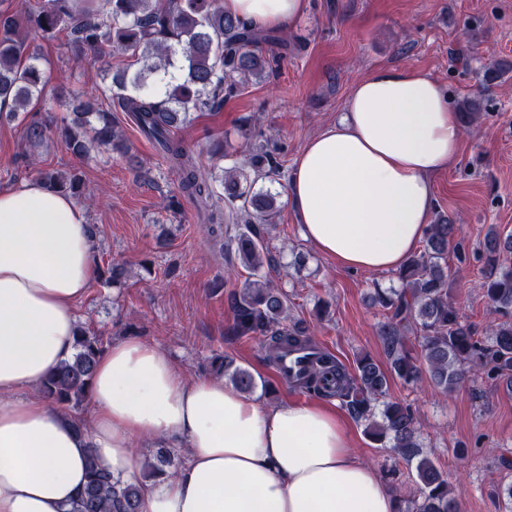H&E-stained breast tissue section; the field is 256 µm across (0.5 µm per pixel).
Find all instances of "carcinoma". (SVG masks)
Listing matches in <instances>:
<instances>
[{"mask_svg":"<svg viewBox=\"0 0 512 512\" xmlns=\"http://www.w3.org/2000/svg\"><path fill=\"white\" fill-rule=\"evenodd\" d=\"M62 31L68 45L87 56L98 59L118 52L137 65L132 72L125 68L113 73L106 90L86 92L81 107L56 128L66 151L80 158L102 145L128 153L112 111L98 108L99 96L108 94L157 146L178 178L179 196L198 201L208 213V232L225 253H235L251 270V278L228 296L233 319L226 335L258 340L264 360L276 368L285 354L303 353L305 368L290 376L294 387L339 400L375 440H386L397 454L417 459V495L404 512H462L461 492L448 486L430 458L419 456L413 410L386 400L387 374L409 385L425 368L445 393L471 376L512 382V235L491 228L481 242L479 288L492 315L486 339L481 340L475 328L461 320L448 291L446 259L455 224L448 216L436 217L428 225L423 250L399 270L400 287L376 289L374 301L385 310L380 335L388 371L363 357L352 373L314 341L306 324L289 319L288 294L261 274L264 266H274L266 235L280 206L277 195L254 185L280 174L277 153L265 144L252 145L243 165L225 169L216 186L177 137L192 113L221 108L249 79L269 78L273 64L298 45L278 29L253 28L224 14L220 0H43L34 11L0 17V100L9 107L5 117H16L43 96L47 80L31 43ZM480 112L475 99L459 106L464 124L474 122ZM46 132V123L31 114L23 129L26 142L39 143ZM37 176L50 189L73 195L81 191L75 174L39 169ZM226 212L238 222L233 236L224 234ZM106 273L107 283L121 284L127 264L114 261ZM411 331L418 336H408ZM74 348L72 358L51 369L39 385L63 413L88 401L104 351L100 337L83 325L77 327ZM211 364L238 391L250 394L257 388L253 374L224 353L213 354ZM178 466L170 448L156 449L155 461L147 463L151 477H171ZM87 470V482L70 512H139V485L113 478L92 456Z\"/></svg>","mask_w":512,"mask_h":512,"instance_id":"obj_1","label":"carcinoma"}]
</instances>
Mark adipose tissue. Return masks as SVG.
Listing matches in <instances>:
<instances>
[{
	"label": "adipose tissue",
	"mask_w": 512,
	"mask_h": 512,
	"mask_svg": "<svg viewBox=\"0 0 512 512\" xmlns=\"http://www.w3.org/2000/svg\"><path fill=\"white\" fill-rule=\"evenodd\" d=\"M308 0H222L281 28ZM446 88L413 67L356 81L341 119L310 138L287 198L302 238L350 272L402 267L425 238L435 176L458 158ZM97 275L84 209L37 182L0 188V512H70L95 456L140 483V512H400L330 407H267L218 379H188L171 355L122 340L101 355L82 426L35 394L74 353L76 304ZM147 438L187 451L172 477L141 481Z\"/></svg>",
	"instance_id": "adipose-tissue-1"
}]
</instances>
